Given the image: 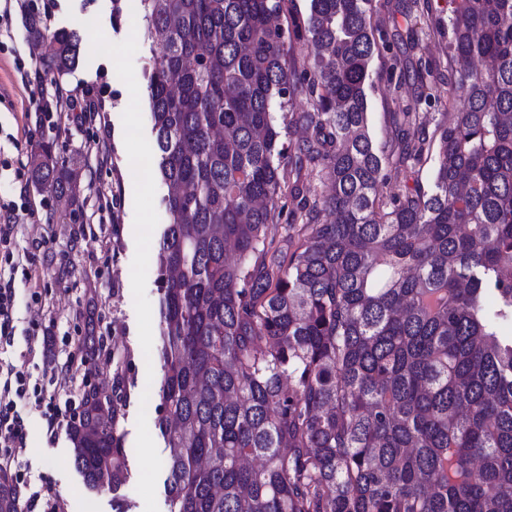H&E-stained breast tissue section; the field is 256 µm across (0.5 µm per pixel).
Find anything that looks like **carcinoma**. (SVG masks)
I'll list each match as a JSON object with an SVG mask.
<instances>
[{
	"label": "carcinoma",
	"mask_w": 512,
	"mask_h": 512,
	"mask_svg": "<svg viewBox=\"0 0 512 512\" xmlns=\"http://www.w3.org/2000/svg\"><path fill=\"white\" fill-rule=\"evenodd\" d=\"M138 0L160 52L146 77L169 224L157 254V425L168 512H512V0H448V111L433 130L430 64L379 148L374 57L417 42L376 31L373 0ZM57 86L77 31L25 6ZM306 48L303 62L294 46ZM309 97L310 110L294 111ZM304 125L312 136L283 141ZM332 185L309 201L283 159ZM434 160L431 184L389 189ZM33 182L69 206L79 172L39 145ZM285 225L288 243L267 236ZM112 389H84L74 466L112 492L129 473ZM0 512H21L0 480Z\"/></svg>",
	"instance_id": "cac0c4a2"
}]
</instances>
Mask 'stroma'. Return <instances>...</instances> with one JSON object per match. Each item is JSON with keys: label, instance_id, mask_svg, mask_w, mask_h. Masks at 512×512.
<instances>
[{"label": "stroma", "instance_id": "35a3bbf8", "mask_svg": "<svg viewBox=\"0 0 512 512\" xmlns=\"http://www.w3.org/2000/svg\"><path fill=\"white\" fill-rule=\"evenodd\" d=\"M52 2L50 27L77 30L81 38L79 63L64 88L77 100L92 93L97 109L92 122L71 121L66 105L56 102L55 85L35 77L39 52L26 38L20 0H0V197L26 195L35 211L16 228L17 249L46 243L31 267L41 299L15 310V343L0 361L24 362L26 340L39 326L50 328L57 353L67 358L86 334L83 313H91L100 344L92 370L66 378L37 359L27 364L31 381L44 399L75 416L86 385L111 387L113 353H130L133 388L120 430L131 473L121 493L128 512H167L170 450L156 425L157 410L142 404L161 378L156 256L169 222L167 188L157 169L127 174L130 154L151 152L154 145L145 73L156 48L144 34L136 0H125L117 22L112 0ZM412 93L411 85L393 90L375 79L368 91L375 143H385L392 113L402 111ZM45 103L52 110L40 123L35 112ZM42 140L55 141L79 170L75 211H65L51 191L30 179V157ZM144 184L145 195L139 192ZM23 417L26 440L15 452L13 470L19 482L41 491L35 512H112L111 493L90 490L76 471L67 433L50 438L35 403H28Z\"/></svg>", "mask_w": 512, "mask_h": 512}]
</instances>
